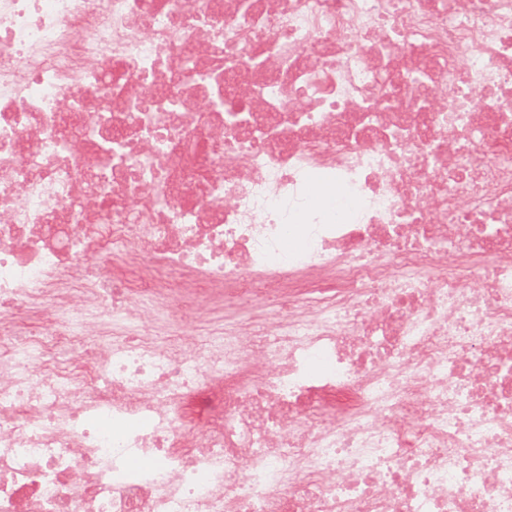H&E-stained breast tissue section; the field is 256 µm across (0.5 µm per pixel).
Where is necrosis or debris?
<instances>
[{"mask_svg":"<svg viewBox=\"0 0 512 512\" xmlns=\"http://www.w3.org/2000/svg\"><path fill=\"white\" fill-rule=\"evenodd\" d=\"M0 512H512V0H0Z\"/></svg>","mask_w":512,"mask_h":512,"instance_id":"1","label":"necrosis or debris"}]
</instances>
